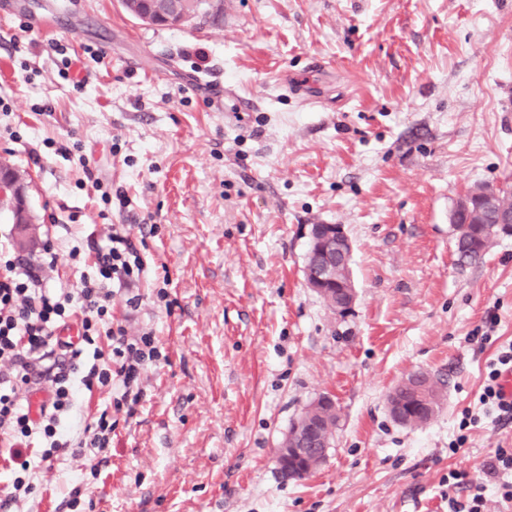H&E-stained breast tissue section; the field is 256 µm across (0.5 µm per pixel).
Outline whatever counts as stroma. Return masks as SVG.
Listing matches in <instances>:
<instances>
[{"instance_id": "stroma-1", "label": "stroma", "mask_w": 512, "mask_h": 512, "mask_svg": "<svg viewBox=\"0 0 512 512\" xmlns=\"http://www.w3.org/2000/svg\"><path fill=\"white\" fill-rule=\"evenodd\" d=\"M20 3L0 12V157L59 254L47 285L79 288L89 241L129 225L148 275L112 315L169 356L117 413L107 464L36 469L29 512H69L95 465L94 512H451L478 493L512 512V471L485 474L512 422L480 401L512 344V234L469 264L449 221L512 179V0H223L218 22L175 27L121 0ZM312 224L351 241L346 313L304 281ZM417 371L443 402L403 426L387 397ZM322 395L325 459L283 479L282 438Z\"/></svg>"}]
</instances>
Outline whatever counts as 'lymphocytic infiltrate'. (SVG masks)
I'll list each match as a JSON object with an SVG mask.
<instances>
[{
	"label": "lymphocytic infiltrate",
	"mask_w": 512,
	"mask_h": 512,
	"mask_svg": "<svg viewBox=\"0 0 512 512\" xmlns=\"http://www.w3.org/2000/svg\"><path fill=\"white\" fill-rule=\"evenodd\" d=\"M89 248L95 276L63 293L45 282L46 270L58 260L53 247L28 258L0 247V456L8 462L10 487L0 512H19L36 489L25 450L31 439L41 440L40 460L49 465L75 446L107 452L115 429L112 411L134 413L146 367L167 358L153 330L131 336L112 322L111 284L131 290L146 271L126 225H113L106 243ZM73 325L74 343L61 336ZM84 389L112 390V410L78 415ZM35 392L43 395L36 409L28 400Z\"/></svg>",
	"instance_id": "lymphocytic-infiltrate-1"
}]
</instances>
